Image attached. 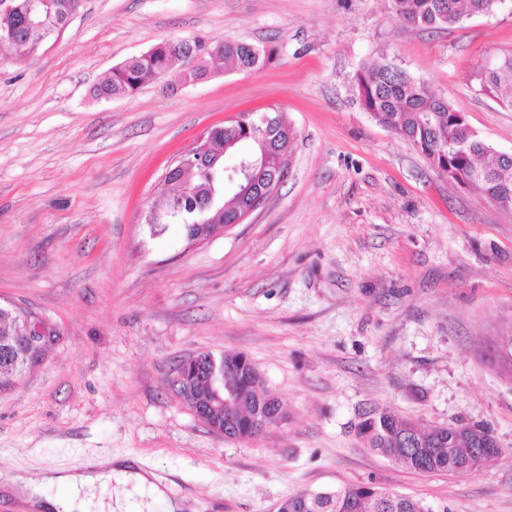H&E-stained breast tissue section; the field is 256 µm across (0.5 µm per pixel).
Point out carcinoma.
<instances>
[{
	"mask_svg": "<svg viewBox=\"0 0 512 512\" xmlns=\"http://www.w3.org/2000/svg\"><path fill=\"white\" fill-rule=\"evenodd\" d=\"M32 0H13L15 6L9 21L18 41L29 57H36L43 47L59 36L67 21L79 9L81 0H48L38 16L29 13ZM500 0H387L392 17L405 25L430 29H446L464 19L491 13ZM200 41L165 40L148 51L131 57L112 68V72L96 84L94 98L108 100L136 93L146 82L162 76L179 59L175 49L196 46ZM275 57L272 47H258L235 39L224 40V65L236 70L262 68ZM361 105L379 123L411 143L432 166L452 171V179L471 180L499 208L512 211V155L491 156L483 140L471 129L453 125L457 110L448 100L434 95L427 85L407 72L381 61L362 65L356 73ZM480 92L512 107V50L504 52L497 64L483 70ZM261 124L260 117L242 113L236 120L213 132L214 145L233 142L226 156L239 162L252 145L250 134ZM294 132L288 142L273 141L268 176H274L284 163V153H293ZM182 172L172 164L159 189L156 207L166 209L182 190ZM251 202L233 192L224 194V216L209 215L213 223L230 220ZM23 324L16 320H0V348L14 345ZM41 346L24 356L15 351L10 358L0 354V387L22 378L41 360ZM243 354H224L226 380L242 387L243 395L233 412L253 411L256 390L252 388L248 364ZM284 419L281 403L266 399V425L273 427ZM358 431L368 446L402 463L414 472L442 471L450 475L467 472L468 460L478 451L474 438L453 433L444 425L422 427L409 418L388 410H371L364 414ZM281 512H432L421 501L369 484L344 485L336 489L301 490L281 500Z\"/></svg>",
	"mask_w": 512,
	"mask_h": 512,
	"instance_id": "cac0c4a2",
	"label": "carcinoma"
}]
</instances>
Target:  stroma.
Returning a JSON list of instances; mask_svg holds the SVG:
<instances>
[{
	"mask_svg": "<svg viewBox=\"0 0 512 512\" xmlns=\"http://www.w3.org/2000/svg\"><path fill=\"white\" fill-rule=\"evenodd\" d=\"M243 39L252 71L185 62L133 97L96 101L111 68L164 39ZM512 49V0L446 30L386 0H81L33 60L0 50V302L53 334L0 389V475L108 456L143 484L98 485L114 512H274L300 489L372 484L432 512H512V212L433 170L359 100L383 60L512 153V108L479 75ZM244 111L296 134L288 177L243 223L189 244L144 216L169 163ZM245 354L286 423L220 436L172 389L201 352ZM478 423L501 453L460 475L370 450L363 411Z\"/></svg>",
	"mask_w": 512,
	"mask_h": 512,
	"instance_id": "35a3bbf8",
	"label": "stroma"
}]
</instances>
